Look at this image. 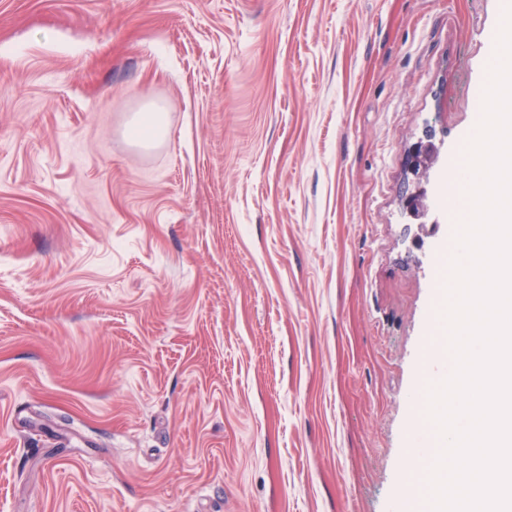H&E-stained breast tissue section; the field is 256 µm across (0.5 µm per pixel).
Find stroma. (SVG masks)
<instances>
[{
  "instance_id": "obj_1",
  "label": "stroma",
  "mask_w": 512,
  "mask_h": 512,
  "mask_svg": "<svg viewBox=\"0 0 512 512\" xmlns=\"http://www.w3.org/2000/svg\"><path fill=\"white\" fill-rule=\"evenodd\" d=\"M504 4L0 0V512H406ZM440 148L432 136L426 134L425 141H419L409 156V167L415 176L414 190L405 199V210L415 222L425 226L429 212L427 185L439 160Z\"/></svg>"
}]
</instances>
